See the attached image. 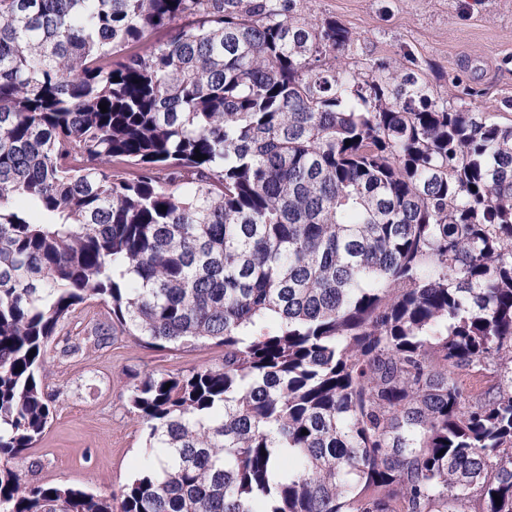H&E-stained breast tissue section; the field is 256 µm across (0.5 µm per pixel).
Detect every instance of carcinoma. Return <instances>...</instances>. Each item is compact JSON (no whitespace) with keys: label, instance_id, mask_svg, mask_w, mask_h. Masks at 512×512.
I'll return each mask as SVG.
<instances>
[{"label":"carcinoma","instance_id":"obj_1","mask_svg":"<svg viewBox=\"0 0 512 512\" xmlns=\"http://www.w3.org/2000/svg\"><path fill=\"white\" fill-rule=\"evenodd\" d=\"M293 2L0 0V512H512V118ZM90 300L224 347L133 384L117 496L15 466Z\"/></svg>","mask_w":512,"mask_h":512}]
</instances>
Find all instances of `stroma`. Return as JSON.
I'll return each mask as SVG.
<instances>
[{"instance_id": "stroma-1", "label": "stroma", "mask_w": 512, "mask_h": 512, "mask_svg": "<svg viewBox=\"0 0 512 512\" xmlns=\"http://www.w3.org/2000/svg\"><path fill=\"white\" fill-rule=\"evenodd\" d=\"M292 15L331 19L350 30L353 42L337 55V69L364 77L394 62L437 102L512 114V0H295ZM104 319L103 305L86 302L49 348L55 410L28 454L32 481L120 490L146 456L145 432L128 400L135 377L223 363V347L154 348L117 327L106 347L59 356L65 341L82 340Z\"/></svg>"}]
</instances>
